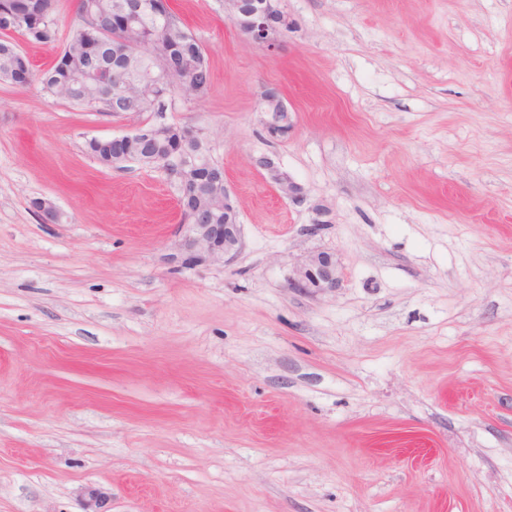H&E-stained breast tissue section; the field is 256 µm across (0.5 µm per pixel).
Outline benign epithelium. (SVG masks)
<instances>
[{
    "mask_svg": "<svg viewBox=\"0 0 512 512\" xmlns=\"http://www.w3.org/2000/svg\"><path fill=\"white\" fill-rule=\"evenodd\" d=\"M275 0H224V12L240 35L250 44L274 50L279 38L288 31V17L274 12ZM265 107L278 108L267 113L263 126L271 138L288 135V107L280 89L268 87L261 94ZM256 167L266 171L277 186L280 194L294 204L304 200L303 187L281 172L275 161L265 155L254 159ZM224 223H192L184 220L179 225L175 250L168 255L173 263L191 266H211L226 261L233 256L240 245L239 212L234 198L223 190ZM342 281V270L336 257L325 251L313 252L305 256L293 269L289 285L305 294L318 295L333 291ZM81 498L84 512H108L110 495L105 489L87 486Z\"/></svg>",
    "mask_w": 512,
    "mask_h": 512,
    "instance_id": "benign-epithelium-1",
    "label": "benign epithelium"
}]
</instances>
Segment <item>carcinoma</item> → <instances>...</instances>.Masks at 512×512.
Listing matches in <instances>:
<instances>
[{"label":"carcinoma","instance_id":"cac0c4a2","mask_svg":"<svg viewBox=\"0 0 512 512\" xmlns=\"http://www.w3.org/2000/svg\"><path fill=\"white\" fill-rule=\"evenodd\" d=\"M135 0H95L90 20L79 45L55 61L39 78L41 90L51 87L70 92L69 102L83 107L82 101L117 99L123 112H163L166 103H153L143 95L151 83L168 91L180 88L204 93L211 81L202 47L173 13L159 15L137 10ZM54 0H0V14H24L29 40L52 44L58 39L57 23H46L53 16ZM94 58L100 67L97 82L84 84L81 75ZM33 82L26 58L9 42L0 41V80L15 83L17 74ZM167 139L137 142L126 155L140 163L147 155L164 150ZM85 151L104 166L112 165V142L88 140ZM182 168L202 178L208 160L194 141L185 145L179 159Z\"/></svg>","mask_w":512,"mask_h":512}]
</instances>
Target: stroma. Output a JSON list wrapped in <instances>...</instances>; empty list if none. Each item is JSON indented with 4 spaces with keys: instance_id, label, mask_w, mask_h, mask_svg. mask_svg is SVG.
Here are the masks:
<instances>
[{
    "instance_id": "1",
    "label": "stroma",
    "mask_w": 512,
    "mask_h": 512,
    "mask_svg": "<svg viewBox=\"0 0 512 512\" xmlns=\"http://www.w3.org/2000/svg\"><path fill=\"white\" fill-rule=\"evenodd\" d=\"M169 4L211 82L165 112L0 81V512H82L89 484L112 512H512V0H280L272 51L224 0ZM55 18L16 41L34 69L76 0ZM158 123L224 170L225 263L170 265L164 174L84 149ZM317 251L340 287L290 288ZM261 102L264 104V113L267 118L263 120V126L271 138H284L288 135L290 124L288 122V107L285 104L280 89L268 87L261 94ZM278 108L280 112H267L268 108ZM254 164L256 167L268 173L283 197L288 198L293 204H301L303 202V187L292 180L288 175L282 173L272 158L261 155L254 159Z\"/></svg>"
}]
</instances>
